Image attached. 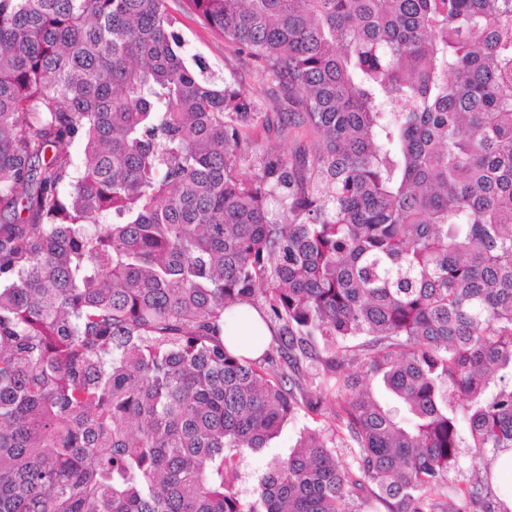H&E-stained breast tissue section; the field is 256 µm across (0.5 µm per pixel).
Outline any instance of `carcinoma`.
<instances>
[{
  "instance_id": "1",
  "label": "carcinoma",
  "mask_w": 512,
  "mask_h": 512,
  "mask_svg": "<svg viewBox=\"0 0 512 512\" xmlns=\"http://www.w3.org/2000/svg\"><path fill=\"white\" fill-rule=\"evenodd\" d=\"M167 2L0 0V512H512V0H184L290 155ZM170 11L178 18L176 31L185 43L188 56H196L207 67V75L224 80L232 75L247 91L254 92L264 112H268L271 131L261 126L253 131L260 152L290 154L299 145L310 148L315 135L306 129L284 127L277 131L279 113L283 110V101L278 91L268 90L262 84L253 64L239 56L235 47L224 41V36L206 25L196 14L185 8L183 2L169 0ZM272 125L274 129H272ZM322 412L323 416L299 412L283 428L280 436L271 443L270 448L245 453L241 462L242 481L239 484V490L244 498L252 500L258 496V478L265 470L266 463L274 456H287L289 448L293 446L303 429L340 426L331 407ZM487 463L486 459L472 457L470 453H463L459 468L451 470L448 474V482L458 493L467 495V490L473 485L476 472L483 471Z\"/></svg>"
}]
</instances>
